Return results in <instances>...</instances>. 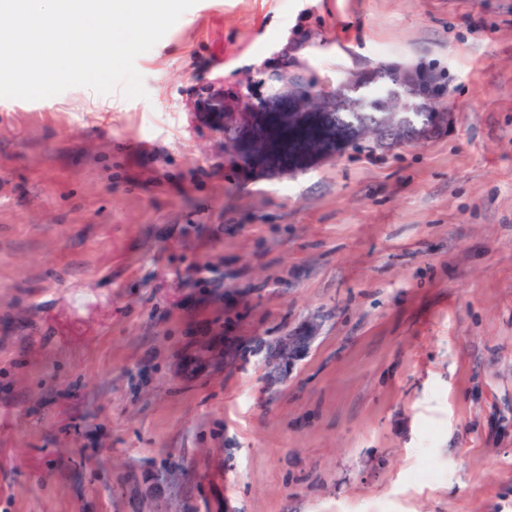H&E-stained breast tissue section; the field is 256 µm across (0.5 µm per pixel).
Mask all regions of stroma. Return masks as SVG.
<instances>
[{
    "label": "stroma",
    "instance_id": "35a3bbf8",
    "mask_svg": "<svg viewBox=\"0 0 512 512\" xmlns=\"http://www.w3.org/2000/svg\"><path fill=\"white\" fill-rule=\"evenodd\" d=\"M384 66L447 121L303 171L188 108ZM135 67L0 98V512H512V0H197ZM396 76L398 78L399 83L401 84H417V94L415 96L421 97V101L426 104V106L434 113V117L437 119V122H440L447 116V112L441 111V94L440 92H420L418 91V78L410 72L396 70Z\"/></svg>",
    "mask_w": 512,
    "mask_h": 512
}]
</instances>
